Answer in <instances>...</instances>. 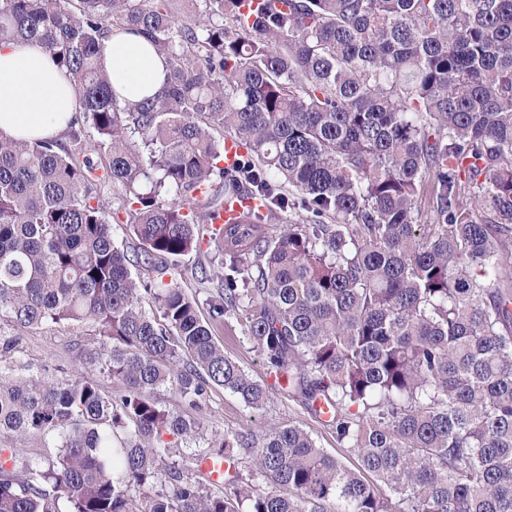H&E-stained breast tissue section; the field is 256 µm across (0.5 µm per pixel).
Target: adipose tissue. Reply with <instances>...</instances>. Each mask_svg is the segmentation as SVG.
I'll use <instances>...</instances> for the list:
<instances>
[{"mask_svg":"<svg viewBox=\"0 0 512 512\" xmlns=\"http://www.w3.org/2000/svg\"><path fill=\"white\" fill-rule=\"evenodd\" d=\"M102 65L121 101L153 95L165 82L164 58L127 29L105 40ZM79 110V96L51 52L23 41L0 43V137L58 139Z\"/></svg>","mask_w":512,"mask_h":512,"instance_id":"obj_1","label":"adipose tissue"}]
</instances>
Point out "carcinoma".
Instances as JSON below:
<instances>
[{
	"label": "carcinoma",
	"mask_w": 512,
	"mask_h": 512,
	"mask_svg": "<svg viewBox=\"0 0 512 512\" xmlns=\"http://www.w3.org/2000/svg\"><path fill=\"white\" fill-rule=\"evenodd\" d=\"M61 2L0 0V42L52 52L82 101L65 146L0 138V440L37 442L0 447V512H512V0H202L217 24ZM121 28L165 59L153 97L115 96L100 53ZM241 197L266 213L209 233ZM204 244L206 320L177 280ZM229 317L273 385L224 353ZM47 325L94 327L79 359L123 393L23 364L19 333ZM211 386L253 410L284 392L359 468L295 421L207 438L153 399ZM123 189L121 186H108L104 189L103 196L106 199L107 218L112 224L113 236L115 242L120 247L128 250L131 255L134 248V240L127 236L125 229V214L119 210L120 201L122 199Z\"/></svg>",
	"instance_id": "carcinoma-1"
}]
</instances>
